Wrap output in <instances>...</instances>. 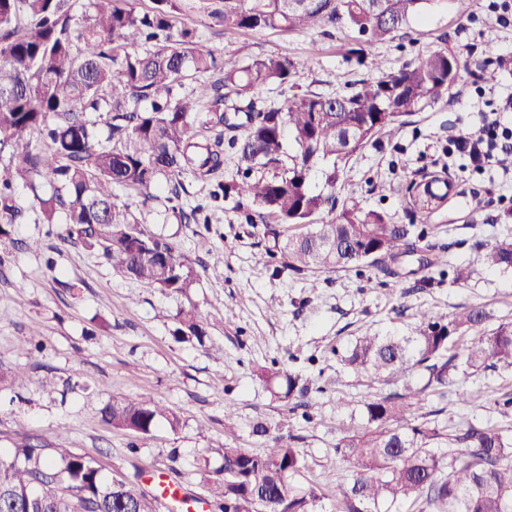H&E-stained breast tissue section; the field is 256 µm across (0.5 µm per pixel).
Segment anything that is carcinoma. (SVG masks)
Returning <instances> with one entry per match:
<instances>
[{"label":"carcinoma","mask_w":512,"mask_h":512,"mask_svg":"<svg viewBox=\"0 0 512 512\" xmlns=\"http://www.w3.org/2000/svg\"><path fill=\"white\" fill-rule=\"evenodd\" d=\"M152 2L141 13L129 0H0V237L8 235L2 226L23 221L64 224L68 237L98 250L125 276L186 295L196 282L191 262L147 233L116 191L133 190L145 203L163 189L178 198L190 175L213 184L211 198L233 200L246 223L264 225L275 242L270 256L289 271L335 273L366 264L396 275L391 264L414 255L427 230L354 204L336 208V182L378 134L396 137L404 118L448 95L459 56L436 50L344 94L305 91L271 102L262 92L293 85L292 59L244 60L202 47L193 29L175 23L185 0ZM430 2L221 0L204 9L226 32H354L347 52L363 65L373 44L394 38ZM384 13L393 24L381 22ZM198 75L205 80L192 94H177ZM232 158L236 174L227 176ZM316 172L319 190L311 183ZM18 183L37 201L30 214L16 202ZM409 190L426 217L432 208L425 202L448 198V181L423 179ZM177 218L209 223L200 204ZM272 222L311 230L284 237ZM480 258L488 270H511L512 240L484 248ZM419 316L405 334L355 337L344 365L378 379L420 369L429 386L448 385L461 367H512V322L487 328L483 307ZM180 324L186 336L204 335L191 311ZM261 375L279 398L306 390L290 371L264 367ZM414 395L408 385L367 403V425L336 444L354 466L351 481L333 491L336 512H380L400 500L421 502L420 512H512V436L478 422L448 432L418 423ZM102 417L144 434L160 422L179 426L175 413L151 398L115 397ZM433 448L448 449V456ZM307 467L282 436L261 453L229 446L215 494L224 498V512H323L324 495L296 481ZM138 498L122 479L102 482L91 461L66 448L28 440L0 451V512H153L151 501Z\"/></svg>","instance_id":"carcinoma-1"}]
</instances>
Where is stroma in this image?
<instances>
[{
  "mask_svg": "<svg viewBox=\"0 0 512 512\" xmlns=\"http://www.w3.org/2000/svg\"><path fill=\"white\" fill-rule=\"evenodd\" d=\"M489 0H433L420 19L371 53L378 68L350 60L347 47L320 31L304 33L223 31L189 10L182 23L195 29L200 45L240 57L281 54L299 62L301 89L340 94L350 83L377 77L417 55L440 48L463 61L452 95L409 116L399 136L350 159L336 186L339 200L379 210L397 223L427 222L429 235L416 254L395 264V277L360 266L339 273H293L266 254L264 227L246 223L234 201L214 200L209 184L186 180L175 201L142 202L130 191L119 198L142 214L145 229L166 238L192 263L196 283L181 295L145 286L115 271L97 251L68 238L60 224L9 225L0 244V448L25 436L49 448H67L92 460L101 477L124 479L154 497L149 470L160 469L189 496L203 497L207 512L223 501L202 485L199 469L213 483L224 481V449L261 452L273 436L292 437L309 468L299 481L319 488L325 512L330 494L348 480L351 467L336 454L345 432L361 430L369 400L418 391L414 414L449 430L477 418L507 427L500 403L512 397V368L475 375L455 373L447 386H427L421 370L407 381L374 379L343 370L341 357L361 332L404 333L417 313H453L481 306L494 323L512 322V270L488 271L483 245L512 238V171L494 165L469 170L467 156L449 154L448 140L477 130L484 112L512 94V71L494 68V56L512 53V28L497 25ZM319 46L311 54V46ZM494 82H486L487 73ZM482 81L484 96L471 95ZM446 171L454 184L446 203L428 219L410 212L406 180ZM390 184L378 193L379 184ZM204 204L206 224H179L172 207ZM444 265H434L437 248ZM471 267L455 282L456 265ZM281 313L267 314L271 300ZM194 312L205 334L181 335L179 315ZM280 365L308 385L307 406L274 396L259 370ZM466 401H459V392ZM119 396L153 397L177 415L180 425L162 424L138 434L113 428L102 408ZM235 417L224 420L225 403ZM265 423L268 434L254 433Z\"/></svg>",
  "mask_w": 512,
  "mask_h": 512,
  "instance_id": "1",
  "label": "stroma"
}]
</instances>
